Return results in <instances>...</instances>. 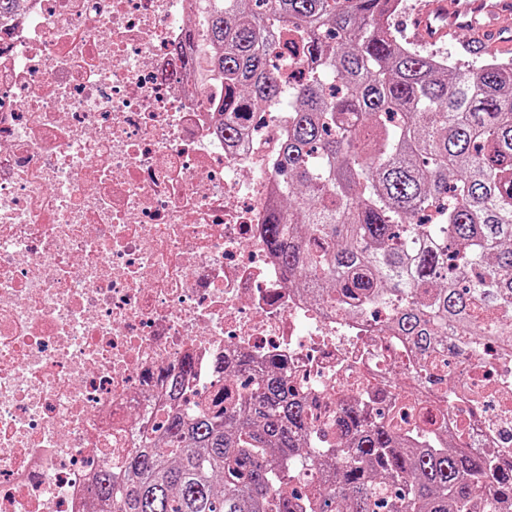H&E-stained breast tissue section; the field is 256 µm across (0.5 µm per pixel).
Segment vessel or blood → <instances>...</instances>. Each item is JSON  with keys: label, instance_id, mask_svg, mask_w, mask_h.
<instances>
[{"label": "vessel or blood", "instance_id": "vessel-or-blood-1", "mask_svg": "<svg viewBox=\"0 0 512 512\" xmlns=\"http://www.w3.org/2000/svg\"><path fill=\"white\" fill-rule=\"evenodd\" d=\"M412 26L423 41H442L454 36L459 27L474 30L469 46L474 54L484 53L491 38L512 32V0H424Z\"/></svg>", "mask_w": 512, "mask_h": 512}]
</instances>
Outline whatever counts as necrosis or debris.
<instances>
[{
	"label": "necrosis or debris",
	"mask_w": 512,
	"mask_h": 512,
	"mask_svg": "<svg viewBox=\"0 0 512 512\" xmlns=\"http://www.w3.org/2000/svg\"><path fill=\"white\" fill-rule=\"evenodd\" d=\"M201 0H20L0 31V512H90L91 482L161 409L165 376L204 400L224 363L275 355L333 434L346 391H404L392 425L459 428L512 456V411L462 387L512 390L480 342L417 381L389 309L350 317L290 286L263 239L284 112L224 137V75ZM193 44V62L177 55Z\"/></svg>",
	"instance_id": "necrosis-or-debris-1"
}]
</instances>
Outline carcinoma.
I'll list each match as a JSON object with an SVG mask.
<instances>
[{"mask_svg": "<svg viewBox=\"0 0 512 512\" xmlns=\"http://www.w3.org/2000/svg\"><path fill=\"white\" fill-rule=\"evenodd\" d=\"M398 0H205L203 31L224 73V135L288 108L276 159L286 211L264 224L291 281L386 327L440 370L448 343L512 349V60L450 67L402 41ZM289 57L273 64L268 41ZM301 85L287 83L294 60ZM164 416L126 473L102 462L105 512H512V461L411 436L383 409L347 402L336 444L310 428L288 367H224L197 406L167 379ZM321 442L324 453L314 451ZM318 485L298 491L297 461Z\"/></svg>", "mask_w": 512, "mask_h": 512, "instance_id": "carcinoma-1", "label": "carcinoma"}]
</instances>
